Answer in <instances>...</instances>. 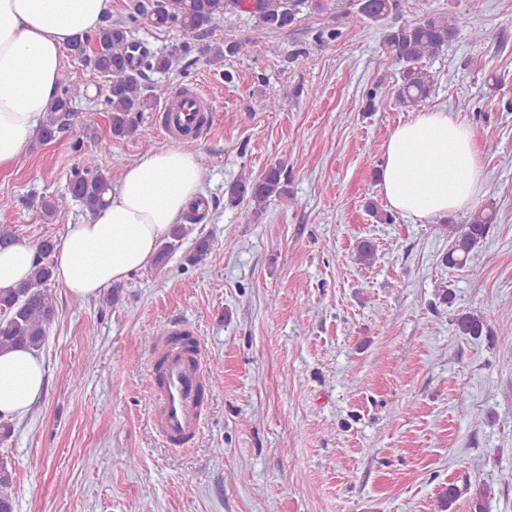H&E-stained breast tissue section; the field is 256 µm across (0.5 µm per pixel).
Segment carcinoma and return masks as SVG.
Returning a JSON list of instances; mask_svg holds the SVG:
<instances>
[{
  "label": "carcinoma",
  "mask_w": 512,
  "mask_h": 512,
  "mask_svg": "<svg viewBox=\"0 0 512 512\" xmlns=\"http://www.w3.org/2000/svg\"><path fill=\"white\" fill-rule=\"evenodd\" d=\"M357 14L374 24H382L394 8V0H356ZM322 0H135L126 18L114 21L106 17L105 24L90 39L70 46L85 66L98 74L105 83L104 101L108 107L110 131L117 139L132 138L141 131L144 113L157 106V98L148 93L147 73H165L172 59L187 56L195 50L184 42L168 53L155 54L139 44L135 29L143 21L155 28L177 26L186 35L205 32L210 42L202 53L212 61L224 55H246L251 42L241 39L231 43L213 41L211 37L224 16L234 12L248 14L262 28L278 32L287 29L303 9H323ZM459 33V20L445 14H433L422 22L387 29L384 43L397 59L411 66L396 91V99L410 106L425 102L434 89L432 75L419 66L424 59L438 56L455 40ZM84 95V89L72 82L68 73L60 74L58 92L49 111L39 126L37 139L47 144L57 134L79 121V111L73 101ZM288 181L284 165L278 163L257 178L241 177L225 193L227 203L239 206L243 200L253 207L241 212L243 223L251 224L261 208L272 198L288 194ZM68 193L90 213L106 204V195L112 190V177L102 158L92 153L84 156L80 166L74 168L66 183ZM495 211L480 208L465 224H448V252L442 262L450 268L463 269L480 260L479 248L495 222ZM185 225H176L165 242L159 245L154 263L161 267L181 245ZM57 241L46 237L35 248L34 266L29 278L8 291H0V350L24 347L35 352L43 348L56 305L50 291L53 266L49 258L56 251ZM457 335L479 339L489 331L486 316L480 311L460 309L455 314ZM15 472L7 462L0 460V512H14L13 482ZM460 496L454 483L443 485L436 496L438 512H450ZM491 488L481 485L471 497L472 512H487Z\"/></svg>",
  "instance_id": "cac0c4a2"
}]
</instances>
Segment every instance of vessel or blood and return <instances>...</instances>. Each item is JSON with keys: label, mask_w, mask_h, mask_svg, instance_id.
<instances>
[{"label": "vessel or blood", "mask_w": 512, "mask_h": 512, "mask_svg": "<svg viewBox=\"0 0 512 512\" xmlns=\"http://www.w3.org/2000/svg\"><path fill=\"white\" fill-rule=\"evenodd\" d=\"M207 99L196 89L177 91L160 114L161 130L175 140L202 138L211 128ZM204 380L199 354L179 351L162 366V384L156 395V427L176 446L186 444L197 432L200 392Z\"/></svg>", "instance_id": "obj_1"}]
</instances>
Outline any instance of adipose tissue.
<instances>
[{"label":"adipose tissue","mask_w":512,"mask_h":512,"mask_svg":"<svg viewBox=\"0 0 512 512\" xmlns=\"http://www.w3.org/2000/svg\"><path fill=\"white\" fill-rule=\"evenodd\" d=\"M112 0H0V168L10 167L34 136L56 95L64 52L93 35ZM28 68H20V59ZM484 164L471 128L445 109L416 113L384 146L380 192L411 219L468 209L484 191ZM202 192V167L179 149L148 153L122 172L110 202L67 225L53 255L54 277L80 299H94L146 268L173 225ZM34 248L0 251V289L27 279ZM42 361L24 348L0 351V417L24 415L43 398Z\"/></svg>","instance_id":"obj_1"}]
</instances>
